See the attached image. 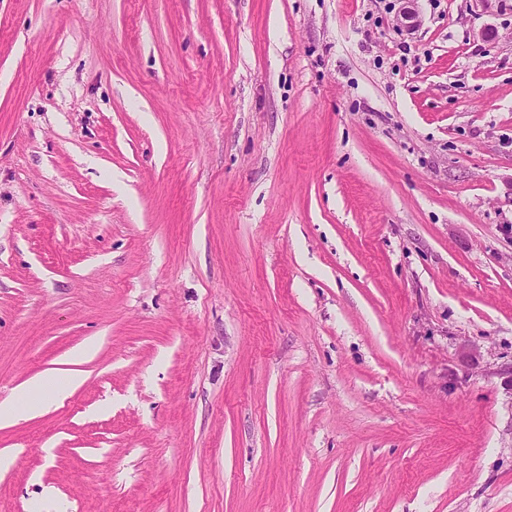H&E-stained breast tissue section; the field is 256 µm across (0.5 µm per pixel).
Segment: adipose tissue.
Instances as JSON below:
<instances>
[{"label":"adipose tissue","instance_id":"1","mask_svg":"<svg viewBox=\"0 0 512 512\" xmlns=\"http://www.w3.org/2000/svg\"><path fill=\"white\" fill-rule=\"evenodd\" d=\"M96 349L95 343H86L71 353L69 371L53 377H35L17 386L9 398L0 401V426L45 413L63 402L83 383L79 366L94 355Z\"/></svg>","mask_w":512,"mask_h":512}]
</instances>
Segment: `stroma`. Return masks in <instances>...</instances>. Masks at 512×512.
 I'll return each instance as SVG.
<instances>
[{"mask_svg": "<svg viewBox=\"0 0 512 512\" xmlns=\"http://www.w3.org/2000/svg\"><path fill=\"white\" fill-rule=\"evenodd\" d=\"M0 0V512H512V0ZM83 381L82 372L72 369L62 375L35 377L20 384L9 398L0 401V426L49 411L63 402Z\"/></svg>", "mask_w": 512, "mask_h": 512, "instance_id": "obj_1", "label": "stroma"}]
</instances>
